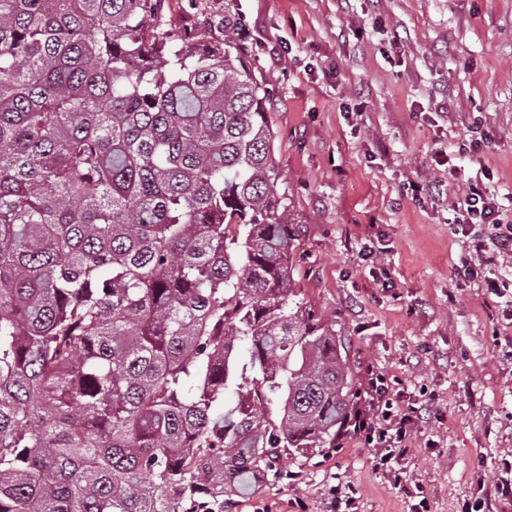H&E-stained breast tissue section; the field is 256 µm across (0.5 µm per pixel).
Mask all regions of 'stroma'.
<instances>
[{"label": "stroma", "mask_w": 512, "mask_h": 512, "mask_svg": "<svg viewBox=\"0 0 512 512\" xmlns=\"http://www.w3.org/2000/svg\"><path fill=\"white\" fill-rule=\"evenodd\" d=\"M237 12L266 77L294 286L421 415L401 483L351 434L284 458L283 481L226 512H460L512 460V260L457 274L452 200L478 181L512 225V0H166L167 29Z\"/></svg>", "instance_id": "obj_1"}]
</instances>
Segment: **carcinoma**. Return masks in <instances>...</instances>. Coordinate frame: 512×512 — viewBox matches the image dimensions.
Listing matches in <instances>:
<instances>
[{"label":"carcinoma","instance_id":"carcinoma-1","mask_svg":"<svg viewBox=\"0 0 512 512\" xmlns=\"http://www.w3.org/2000/svg\"><path fill=\"white\" fill-rule=\"evenodd\" d=\"M0 0V512H224L336 447L237 13Z\"/></svg>","mask_w":512,"mask_h":512}]
</instances>
